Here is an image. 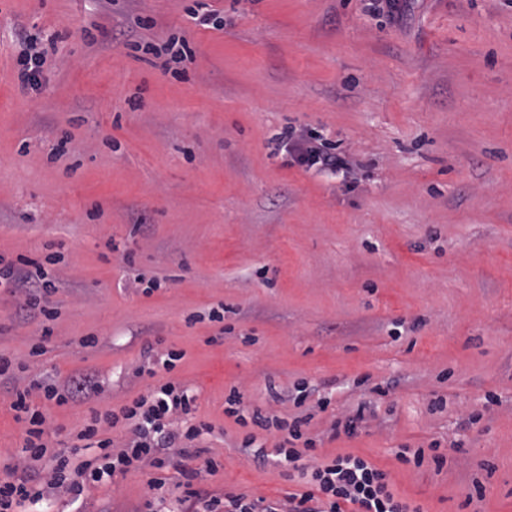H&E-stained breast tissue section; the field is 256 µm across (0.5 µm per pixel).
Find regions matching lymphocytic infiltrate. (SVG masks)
I'll return each mask as SVG.
<instances>
[{
    "instance_id": "obj_1",
    "label": "lymphocytic infiltrate",
    "mask_w": 512,
    "mask_h": 512,
    "mask_svg": "<svg viewBox=\"0 0 512 512\" xmlns=\"http://www.w3.org/2000/svg\"><path fill=\"white\" fill-rule=\"evenodd\" d=\"M279 141L293 162L334 174L351 167L344 155L322 150L292 130L281 132ZM32 264V259L21 255L0 266V288L12 293L26 289V305L42 313L49 286L34 275ZM197 398L194 391L168 381L150 388L119 410L92 412L77 438L98 449L101 465L95 467L86 462L75 467L68 456L61 455L55 458L49 478H41L33 470L15 480L0 482V512H22L26 504L49 499L61 489L80 497L87 485L110 480L133 466L151 468L149 488L163 489L172 450L192 447L194 441L211 430L209 423L196 417ZM10 408L16 421L26 425V450L33 459H41L47 448L46 432L44 418L33 405L31 387L14 384ZM120 425L130 426L131 433L117 444L105 433ZM220 467L219 460L209 457L201 467L183 471L184 491L176 498L172 512H423L421 506L411 505L394 494L386 470L351 453L315 463L310 468L306 490L283 500L218 495L202 489V481Z\"/></svg>"
}]
</instances>
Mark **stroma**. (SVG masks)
<instances>
[{
  "label": "stroma",
  "instance_id": "stroma-1",
  "mask_svg": "<svg viewBox=\"0 0 512 512\" xmlns=\"http://www.w3.org/2000/svg\"><path fill=\"white\" fill-rule=\"evenodd\" d=\"M24 36L44 51L27 91ZM182 41L193 60L174 61ZM288 126L353 172L285 164ZM51 243L52 335L0 290V354L46 418L38 469L93 409L157 380L197 392L213 431L173 454L163 491L132 470L41 512H148L207 457L213 493L298 491L240 451L233 386L285 419L306 390L317 459L360 455L424 512H512V0H407L395 23L362 0H0V255ZM157 344L181 360L136 376ZM83 374L104 382L98 401L45 398ZM369 400L373 420L330 438ZM10 402L0 380V482L26 465ZM402 447L446 462L401 463Z\"/></svg>",
  "mask_w": 512,
  "mask_h": 512
}]
</instances>
